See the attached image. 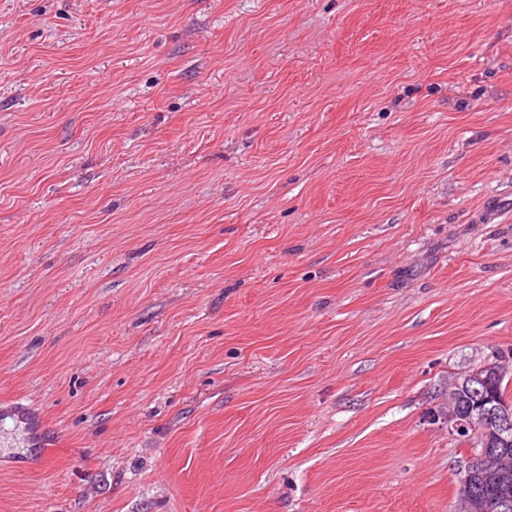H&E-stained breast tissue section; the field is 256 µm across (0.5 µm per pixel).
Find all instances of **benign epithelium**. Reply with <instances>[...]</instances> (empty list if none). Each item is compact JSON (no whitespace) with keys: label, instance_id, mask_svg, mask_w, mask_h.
Listing matches in <instances>:
<instances>
[{"label":"benign epithelium","instance_id":"obj_1","mask_svg":"<svg viewBox=\"0 0 512 512\" xmlns=\"http://www.w3.org/2000/svg\"><path fill=\"white\" fill-rule=\"evenodd\" d=\"M503 375L504 369L494 359L457 377L448 387V414L444 415L450 436L479 447L471 452L470 460L481 463L482 480L492 485L512 478L509 469L497 463L512 452L508 449L512 445V407L482 393V385L489 376ZM458 512H492L489 503L473 492L468 475L460 481Z\"/></svg>","mask_w":512,"mask_h":512}]
</instances>
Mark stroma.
<instances>
[{
  "label": "stroma",
  "instance_id": "1",
  "mask_svg": "<svg viewBox=\"0 0 512 512\" xmlns=\"http://www.w3.org/2000/svg\"><path fill=\"white\" fill-rule=\"evenodd\" d=\"M512 368V0H0V512H455ZM501 377L505 375L504 369L494 359L487 361L479 367L472 368L459 377L448 387V414L444 415L448 423V434L463 443L474 440V447L480 445L479 451L470 454V461L481 464V476H473V484L477 490L491 501L500 499L496 511L508 512L512 503V475L509 469L497 464L502 456H507L511 448H483L494 444L508 447L512 444V409L509 405L499 402L495 397L482 394V385L488 376ZM466 399V400H465ZM494 452L493 462L485 464L488 452ZM507 484L489 487L488 484H499L506 480ZM485 482V483H484ZM503 498V499H501ZM512 512V510L510 511Z\"/></svg>",
  "mask_w": 512,
  "mask_h": 512
}]
</instances>
